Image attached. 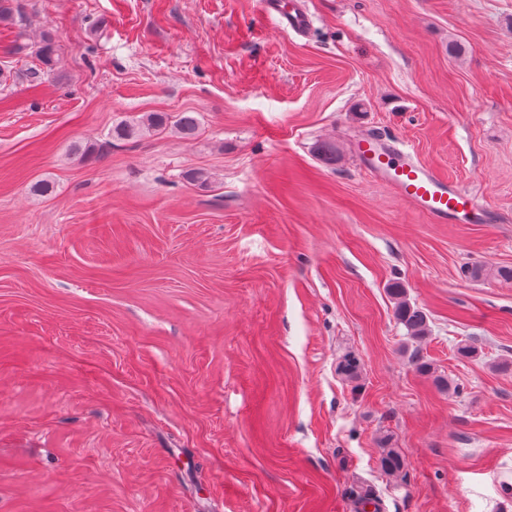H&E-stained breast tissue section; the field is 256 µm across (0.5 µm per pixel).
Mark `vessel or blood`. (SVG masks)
Returning a JSON list of instances; mask_svg holds the SVG:
<instances>
[{
    "mask_svg": "<svg viewBox=\"0 0 512 512\" xmlns=\"http://www.w3.org/2000/svg\"><path fill=\"white\" fill-rule=\"evenodd\" d=\"M260 8L281 29L302 34L311 25L309 14L298 0H260ZM356 156L361 168L380 178L400 199L433 223L470 222L479 216L471 192L414 160L395 144L367 134L359 139Z\"/></svg>",
    "mask_w": 512,
    "mask_h": 512,
    "instance_id": "obj_1",
    "label": "vessel or blood"
}]
</instances>
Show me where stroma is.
I'll return each instance as SVG.
<instances>
[{"label":"stroma","instance_id":"obj_1","mask_svg":"<svg viewBox=\"0 0 512 512\" xmlns=\"http://www.w3.org/2000/svg\"><path fill=\"white\" fill-rule=\"evenodd\" d=\"M302 5L304 37L259 0H10L0 512H512V0ZM148 112L197 133L112 140ZM363 133L486 222L401 201ZM390 293L395 300L394 316L398 323L405 328L407 338L414 341L428 336L430 332L428 315L407 300L404 290L398 282L392 285Z\"/></svg>","mask_w":512,"mask_h":512}]
</instances>
